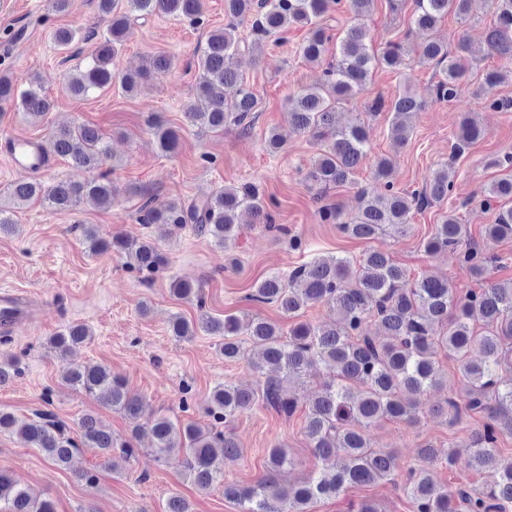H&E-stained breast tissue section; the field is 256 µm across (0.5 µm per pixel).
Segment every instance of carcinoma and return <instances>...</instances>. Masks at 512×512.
I'll return each instance as SVG.
<instances>
[{
  "label": "carcinoma",
  "mask_w": 512,
  "mask_h": 512,
  "mask_svg": "<svg viewBox=\"0 0 512 512\" xmlns=\"http://www.w3.org/2000/svg\"><path fill=\"white\" fill-rule=\"evenodd\" d=\"M414 2L412 23L418 30L429 32L450 13L466 15L471 0ZM494 3L496 22L486 34L488 49L511 64L512 0ZM337 4L339 0H224L228 22L207 36L198 58L195 97L186 106L185 118L201 130L222 131L231 125L243 130L251 127L257 96L243 77L226 64L227 58L238 53L244 42L247 48L260 52L288 28L301 26L308 28L301 54L306 61L320 64L329 42L321 21ZM373 4L374 0H348L355 23L336 45V60L323 70L333 98L325 97L321 87L312 86L301 89L288 103L289 124L316 141L317 157L307 179L322 189L351 182L369 149V128L365 123L356 120L336 127V103L363 92L377 68L410 65V49L403 43H392L379 55L368 52L363 18ZM98 11L106 24L107 37L87 57L84 69L65 83V91L72 97L85 98L111 85L112 68L131 36L133 20L162 13L198 23L203 0H98ZM245 23L251 25L248 42L238 36L239 27ZM54 41L59 50L69 51L81 41V35L76 29L59 28L54 32ZM465 49L463 39L456 51L445 42L428 39L419 50L418 61L446 64L435 85L440 102L455 101L462 90L469 71ZM175 67L174 57L168 54L147 56L136 70L121 75V88L132 93L153 72ZM14 98L31 117L41 116L53 107L35 81H29L28 87L17 93L12 80L0 76V101ZM418 109L419 104L409 95L391 102L397 138L406 137V118ZM148 128L161 152L167 154L177 148V132L160 115L150 116ZM480 134L478 126L468 116H462L452 143L454 154L464 153ZM48 152L70 159L77 167L96 168L108 156L109 148L97 128L78 123L57 130ZM452 186L448 166L444 165L432 173L422 189L410 194L361 191L357 212L348 221L341 220L340 211L332 207H321L319 216L323 222L338 224L339 230L351 239L371 240L389 229L404 236L410 229L412 208L448 199ZM11 194L22 202L39 199L52 210L66 214L86 200L102 208L110 207L119 191L103 174L85 183L62 181L53 186L37 180L20 181L12 186ZM482 195L484 205L497 204L493 223L484 229L485 237L493 241L511 239L512 175L483 188ZM242 210L251 212L257 223L288 234L287 227L273 223L263 193L252 182L226 184L200 199L189 203L172 201L163 209L153 208L146 201L139 209V221L170 224L177 229L190 224L226 249L241 233L238 214ZM76 229L82 232L91 252H116L125 258L128 268L147 278L166 264L164 254L149 242L118 236L105 238L92 225L80 224ZM424 249L429 254L459 253L462 266L481 287L458 297L446 279L421 277L412 281L388 254L374 249L358 259L313 256L286 274L265 277L255 284L250 295L255 302L276 304L284 316L292 319L285 329L261 317L213 316L205 311L199 286L177 278L170 280L171 292L181 299L195 297L200 311L193 322L173 315V336L188 338L199 330L217 336L221 339L219 352L226 361L248 358L251 347L260 350V357L251 362L259 377L254 386L240 387L226 381L214 387L208 409L214 420L227 423L257 406L290 417L299 398L285 396L282 383L298 382L316 367L323 368L326 374L320 391L308 404L305 432L312 454L325 462L335 461V469L315 471L302 483L286 489L272 482L224 485V498L236 504L239 512H310L311 504L321 498L337 497L345 490L391 479L394 455L372 447L367 429L384 419L413 424L427 413L443 414L453 423L472 413L485 414L486 420L470 437L469 448L475 467L486 473V480L478 490L437 484L429 466L437 460L439 451L427 443L418 450L421 465L410 469L402 483L413 512H512V461L504 459L498 448L502 435H512V380L506 383L501 378L503 370L512 371V279L487 281L492 255L479 243L463 242L462 225L452 213L442 216ZM317 304L335 315L330 324L318 326L299 320L301 310ZM371 319L378 323L382 335L365 332V324ZM88 336L85 326L70 325L49 338L48 348L65 362L71 348ZM443 357L456 362L461 385L443 404L428 407L427 392L447 383L440 369ZM65 380L122 413L134 424L132 434L140 430L143 401L124 379L101 366L69 365ZM148 424L157 459L183 455L189 478L200 491L224 481V473L213 468L216 457L234 462L241 455L240 445L229 431L192 423L181 427L166 416L153 417ZM79 428L76 440L65 424L48 413L20 423L13 414L0 410V433L7 432L25 446L40 449L57 465L69 463L83 448H96L105 456L117 449L124 459L136 453L131 442L120 441L101 429L90 415L81 419ZM268 465L270 470L278 471L293 465V459L278 445L270 449ZM0 512L56 510L51 500L32 497L11 476L0 472Z\"/></svg>",
  "instance_id": "carcinoma-1"
}]
</instances>
